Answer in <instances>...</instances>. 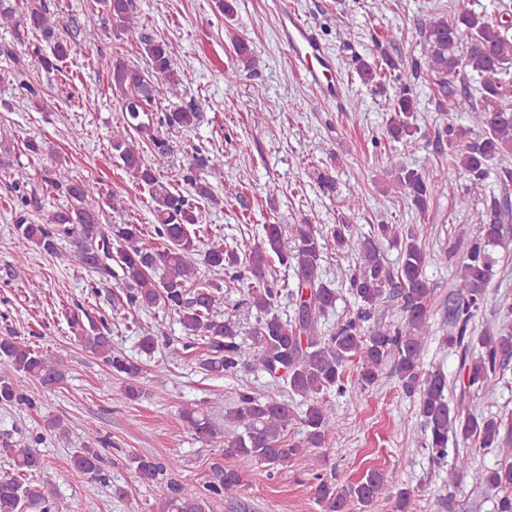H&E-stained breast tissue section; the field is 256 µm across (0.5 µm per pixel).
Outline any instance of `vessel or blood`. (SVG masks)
<instances>
[{
  "label": "vessel or blood",
  "instance_id": "obj_1",
  "mask_svg": "<svg viewBox=\"0 0 512 512\" xmlns=\"http://www.w3.org/2000/svg\"><path fill=\"white\" fill-rule=\"evenodd\" d=\"M279 36L295 69L310 86L318 88L325 100L342 96V87L333 78L335 63L315 35L311 25L294 11L281 15Z\"/></svg>",
  "mask_w": 512,
  "mask_h": 512
}]
</instances>
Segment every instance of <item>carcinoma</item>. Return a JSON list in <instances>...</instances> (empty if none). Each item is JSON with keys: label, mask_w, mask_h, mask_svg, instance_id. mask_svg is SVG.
<instances>
[{"label": "carcinoma", "mask_w": 512, "mask_h": 512, "mask_svg": "<svg viewBox=\"0 0 512 512\" xmlns=\"http://www.w3.org/2000/svg\"><path fill=\"white\" fill-rule=\"evenodd\" d=\"M105 21L117 30L136 32L137 17L133 15L132 0H98ZM0 23L14 30L38 34L49 44L51 54L34 51L41 68L50 71L72 50L71 25H64L50 13L44 0H32L26 9L18 10L10 0H0ZM423 61H414L404 69L405 78H396L398 91L389 105L390 117L386 133L394 141L406 143L419 132L415 124L416 99L414 82L421 70L437 86L436 105L440 112H464L468 124L450 120L439 132L446 138L448 149L458 160L459 167L477 184L484 180L490 165L512 153V85L503 76L512 71V34L501 21L484 12L462 9L453 18L430 14L423 31ZM144 53L151 72L139 69L118 59L110 62L112 85L121 94V131L112 138V150L122 166L137 181L147 185L154 203L158 224L155 233L164 242L159 250L144 244L137 224H104L102 213L89 202L91 190L81 181H73L62 173L50 179L55 189L62 191L67 205L48 216L43 224H31L27 213L19 211L15 228L19 236L33 244L43 254L59 256L58 245L67 241L73 247V257L102 279L117 277L113 266L122 272L125 286V306L130 310H149L161 306L179 317L189 342H206L207 357L199 360L206 375L223 376L234 373L243 364L246 351L239 342L240 332L232 315L216 314L220 287L199 280L195 255L201 240L194 226L202 223L198 200H214L211 184L199 175H189L190 190H171L146 165L132 139L130 131L151 130L148 123L186 128L195 124L199 112L195 108L164 112L158 118L149 114V107L162 93L164 84L177 85L179 67L164 40L141 36ZM0 55L14 60L13 78L22 93L31 98L41 97L40 88L31 80L28 62L18 58L9 45L0 46ZM396 67L385 51L373 62L358 61L361 82L372 86L382 73ZM470 72L481 78L479 100L474 102L466 92H457L448 82L459 72ZM438 182L415 169L401 168L396 189L424 212ZM336 249L357 254L359 265L355 272L340 271L345 278L360 312L337 326L328 336L318 334V323L328 309L335 306L337 294L331 283L321 276L324 244L322 232L314 224H267L261 241L245 253L220 245L211 247L205 255L208 271L220 275L234 268H243L253 286L251 307L257 314L255 353L253 358L271 376L282 369L288 389L301 397L306 405L302 422L305 440L288 442V425L294 419V408L280 391L272 390L257 397L248 391L238 394L234 405L225 409L224 419L241 429L228 442L224 455L236 459L231 467L215 466L198 497L184 493L183 485L172 477L180 464L175 459L164 462L145 456H135L136 473L142 482L163 487V512H206V496L237 495L246 484V472L255 463L271 470L282 468L309 448H325L339 427L320 395L329 392L343 394L345 372L349 363L357 365V390L374 387L387 361H393L394 372L403 391L418 395V415L426 432L425 450L434 461L448 457V442L463 443L474 438L478 448L455 455L448 472L457 481L467 471L474 452H496L495 467L482 475L485 486L501 492L496 512H512V448L508 436L512 433V414L491 416L471 408L454 407L445 391L448 380L440 371L422 373V355L429 335L428 295L425 277L428 260L416 236L408 232L399 236L396 225L378 224L370 235L356 238L352 225L338 224L332 231ZM500 212L493 205L482 215L476 236L463 259L461 270L448 294V322L454 335L448 342L459 354L460 370L467 389L478 393L501 379L512 362V307L504 317L486 326L481 335L472 330L475 317L487 302V287L495 274L498 259L495 249L501 246ZM391 240L400 247L398 267L390 269L381 251V241ZM294 269L297 276L292 297L297 301L294 320L284 321L273 313L274 302L281 293L277 283L269 280L270 260ZM162 267L165 275L157 279L155 269ZM401 298L404 320L399 326H364L372 310L379 306L387 289ZM75 341L100 358L117 375L127 379L126 395L135 400L142 394L139 386L143 367L137 359L112 347V330L94 323L84 324L78 313L69 318ZM480 346L478 358L471 349ZM0 361L15 372L38 381L45 388L58 387L66 377V358L44 354L19 336L0 337ZM28 401L18 382L0 377V404H23ZM183 418L195 436L212 441L216 429L204 410L186 409ZM3 451L14 462V473L0 476V512H59L56 493L48 484L28 479L42 468L39 454L30 448L3 444ZM102 456L99 449L86 445L73 456V467L83 475L101 477ZM312 487L325 512H347L351 504L368 507L384 499L393 502V512H411L412 492L398 489L388 473L371 469L355 484L341 486L334 473L316 472Z\"/></svg>", "instance_id": "1"}]
</instances>
